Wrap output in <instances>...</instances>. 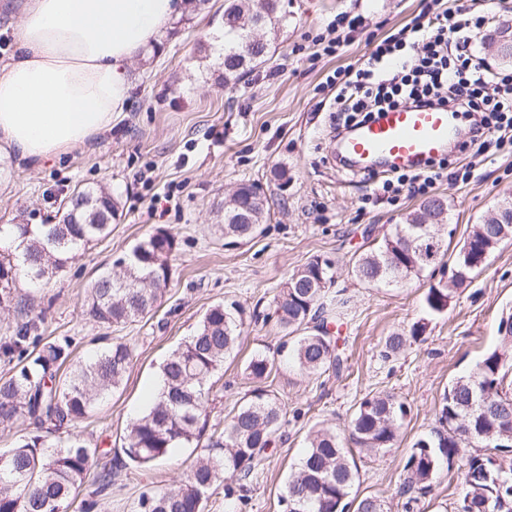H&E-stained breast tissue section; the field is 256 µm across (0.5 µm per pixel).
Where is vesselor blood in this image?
<instances>
[{
	"label": "vessel or blood",
	"mask_w": 512,
	"mask_h": 512,
	"mask_svg": "<svg viewBox=\"0 0 512 512\" xmlns=\"http://www.w3.org/2000/svg\"><path fill=\"white\" fill-rule=\"evenodd\" d=\"M461 134L459 115L448 107L401 105L357 126L340 154L354 171L419 169L444 157Z\"/></svg>",
	"instance_id": "vessel-or-blood-1"
}]
</instances>
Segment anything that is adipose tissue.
Here are the masks:
<instances>
[{
  "mask_svg": "<svg viewBox=\"0 0 512 512\" xmlns=\"http://www.w3.org/2000/svg\"><path fill=\"white\" fill-rule=\"evenodd\" d=\"M182 0H24L19 58L0 74V157L43 162L112 126L129 66Z\"/></svg>",
  "mask_w": 512,
  "mask_h": 512,
  "instance_id": "adipose-tissue-1",
  "label": "adipose tissue"
}]
</instances>
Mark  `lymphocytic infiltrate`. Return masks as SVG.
I'll return each instance as SVG.
<instances>
[{
  "instance_id": "lymphocytic-infiltrate-1",
  "label": "lymphocytic infiltrate",
  "mask_w": 512,
  "mask_h": 512,
  "mask_svg": "<svg viewBox=\"0 0 512 512\" xmlns=\"http://www.w3.org/2000/svg\"><path fill=\"white\" fill-rule=\"evenodd\" d=\"M474 5V0H459L452 16H435L385 39L335 98L337 111L350 122L403 104L448 105L471 115L465 180L474 174L472 157L491 158L512 143V74L491 73L473 51L486 21ZM417 45L423 53L413 66L388 65V57Z\"/></svg>"
}]
</instances>
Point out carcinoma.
I'll list each match as a JSON object with an SVG mask.
<instances>
[{"label":"carcinoma","mask_w":512,"mask_h":512,"mask_svg":"<svg viewBox=\"0 0 512 512\" xmlns=\"http://www.w3.org/2000/svg\"><path fill=\"white\" fill-rule=\"evenodd\" d=\"M287 22L278 0H224V84L237 83L244 73L266 62L267 43L254 30H275ZM501 224H476L463 245L469 256L457 251L445 261L437 225L448 208L439 197L422 202L392 236L363 252L354 253L352 272L368 286L402 282L419 276L431 266L449 270L448 282L430 285L425 294L429 315L443 313L452 293L472 279L487 256L512 237V198L496 207ZM63 216L68 224H0V308L15 301L18 275L49 284L77 259L91 242L107 237L119 216L118 202L103 187L73 193ZM264 200L241 185L224 201V238L235 243L252 238L265 223ZM429 240L439 244L435 258L424 259L407 247ZM177 249L175 238L163 228L138 244L118 262L121 272L98 274L85 300L88 316L99 326L119 327L152 318ZM316 256L284 282L275 309L277 323L295 337L293 355L308 374L331 370L341 373L348 361L327 324L339 316L346 300L342 291H331L335 267L320 265ZM46 315L39 313L0 338V363L9 375L0 379V428L22 419L35 425L14 448L0 453V512H94L112 489L104 475L93 490L78 499L87 477L96 466L98 449L78 434L68 433L49 443L41 434L49 422L59 431L87 418L98 404L119 389L134 350L119 337L96 355L69 362L71 341L43 335ZM245 311L236 302L211 306L195 332L160 366L163 387L159 398L126 428L120 458L122 466L146 468L173 449L201 440L209 422L212 379L224 369V359L238 346ZM428 323L414 322L408 334L386 337L383 355L395 356L407 342L425 335ZM273 360L263 354L249 359L246 370L253 378H267ZM408 414L405 402L392 394L371 395L358 405L351 420V438L360 448L382 450L397 441ZM283 420V406L271 391L256 388L250 399L224 422V428L206 445L207 454L190 469L178 486L140 495L137 512H205L206 502L219 488L224 497L234 490L225 475L241 481L238 500L247 491L244 480L258 467L267 449L276 443ZM438 420L442 428L418 437L406 457L404 492L426 493L440 468L457 469L461 498L457 512H512V464L504 466L496 453L512 435V356L497 348L487 351L468 375L453 379L441 394ZM477 442L485 452L469 453L465 444ZM358 469L353 455L342 447L336 432L313 427L306 448L292 468L280 502L288 512H384L373 496L349 499Z\"/></svg>","instance_id":"obj_1"}]
</instances>
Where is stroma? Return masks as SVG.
I'll list each match as a JSON object with an SVG mask.
<instances>
[{
    "label": "stroma",
    "mask_w": 512,
    "mask_h": 512,
    "mask_svg": "<svg viewBox=\"0 0 512 512\" xmlns=\"http://www.w3.org/2000/svg\"><path fill=\"white\" fill-rule=\"evenodd\" d=\"M287 23L263 30L264 65L225 85L215 38L222 32L224 0H207L200 12H183L160 40L131 64L128 106L110 130L83 147L37 166L0 160V224H55L63 202L86 187L106 186L119 204L110 235L93 242L49 285H16L26 309L0 312V337L27 312L52 297L49 333L74 340L73 359L101 346V334L123 338L136 353L121 387L92 415L74 425L99 450L94 475L111 473L112 495L100 512H136L146 491L178 484L199 451L178 449L147 469L113 471L127 424L148 405L160 363L190 336L214 304L239 302L246 313L273 311L282 284L310 259L334 261L336 286L350 300L339 327L348 357L341 374H307L289 352L275 321L246 322L236 355L224 362L215 385L211 424L224 422L262 387L285 411L282 437L268 449L248 482L241 512H283L278 498L311 427H332L347 437L351 417L366 395L394 394L409 413L393 447L354 449L358 478L353 494L377 497L385 512H457L461 488L440 470L430 489L409 502L403 465L414 439L436 427L440 395L498 347L502 311L512 310V238L487 257L442 314L428 316L424 298L439 274L424 271L398 286L369 287L352 274L354 253L404 223L425 196L443 198L448 217L439 231L458 250L473 225L512 196V147L477 166L465 182L449 178L427 194L402 188L382 198L379 176L351 173L331 157L336 113L326 81L337 70L359 69L386 37L435 13H452L455 0H282ZM360 16L362 25L329 50L336 16ZM242 184L264 191L267 220L248 242L226 244L222 207ZM177 240L171 276L152 319L101 331L83 306L92 278L113 267L155 228ZM428 319L424 340L399 356L382 355L386 336ZM274 362L270 376L252 379L246 362L255 353Z\"/></svg>",
    "instance_id": "1"
}]
</instances>
